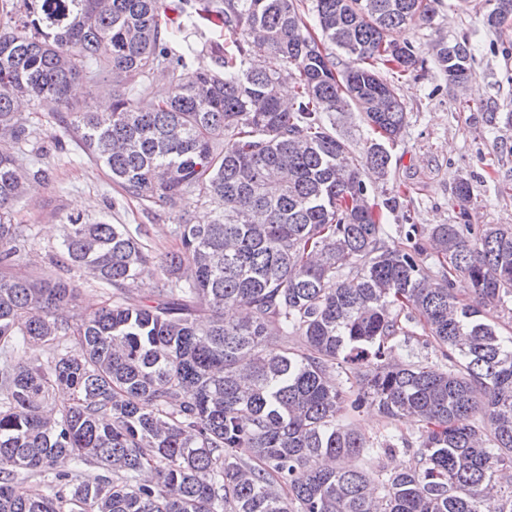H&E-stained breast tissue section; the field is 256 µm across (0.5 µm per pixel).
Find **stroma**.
<instances>
[{
	"instance_id": "stroma-1",
	"label": "stroma",
	"mask_w": 512,
	"mask_h": 512,
	"mask_svg": "<svg viewBox=\"0 0 512 512\" xmlns=\"http://www.w3.org/2000/svg\"><path fill=\"white\" fill-rule=\"evenodd\" d=\"M455 0H443L433 26L406 31L418 45L436 36L465 41L472 48L473 78L467 93L449 86L435 68L399 83L398 93L409 114L402 140L392 151L387 179L369 175L365 183L371 199L383 203L399 182L414 192L402 210L414 223L456 224L468 217L473 224L512 225V128L491 125L493 112L512 110V36L487 30L482 22L485 0H472L468 12L454 9ZM467 100L461 108L459 100ZM51 173L34 195L16 203L10 213L28 236V248L19 274L49 270L60 242L62 221L69 214L108 216L114 224L141 225L143 241L155 261L176 250L168 210L122 195L105 169L91 162L74 140L56 147L46 140ZM466 178L473 189L468 210H460L453 196L454 182Z\"/></svg>"
}]
</instances>
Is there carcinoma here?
<instances>
[{"mask_svg":"<svg viewBox=\"0 0 512 512\" xmlns=\"http://www.w3.org/2000/svg\"><path fill=\"white\" fill-rule=\"evenodd\" d=\"M486 2L487 29L512 26V0ZM440 3L312 0L310 23L303 0H0V512H512V332L486 316L512 314V225L393 229L363 180L408 126L399 80L472 78L467 42L392 38ZM202 47L215 67L190 68ZM157 72L167 96L135 91ZM78 80L112 84L111 111L74 109ZM22 102L182 216L155 297L131 296L141 226L104 216H67L53 269L12 273L28 239L8 209L49 176ZM351 114L361 147L336 132ZM454 195L466 209L467 179ZM72 272L112 298L76 316ZM417 327L447 369L397 358ZM348 364L365 373L346 389ZM367 404L416 439L366 440L346 417ZM400 448L411 463L386 470Z\"/></svg>","mask_w":512,"mask_h":512,"instance_id":"cac0c4a2","label":"carcinoma"}]
</instances>
